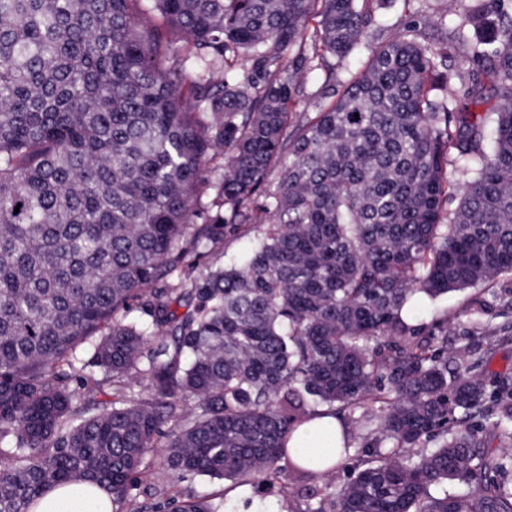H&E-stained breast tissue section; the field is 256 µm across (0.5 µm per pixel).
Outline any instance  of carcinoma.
Masks as SVG:
<instances>
[{
	"label": "carcinoma",
	"mask_w": 512,
	"mask_h": 512,
	"mask_svg": "<svg viewBox=\"0 0 512 512\" xmlns=\"http://www.w3.org/2000/svg\"><path fill=\"white\" fill-rule=\"evenodd\" d=\"M480 2L450 46L374 41L382 0H0V512L82 480L122 512L157 448L286 495L320 406L363 443L299 512H512V381L401 316L512 275V0ZM492 415L494 453L461 432ZM263 229L262 224H251L243 228L240 235L232 240H226L223 244L219 245L206 259L201 260L204 266H210L224 261V253L231 256L239 253L247 243L258 235Z\"/></svg>",
	"instance_id": "cac0c4a2"
}]
</instances>
